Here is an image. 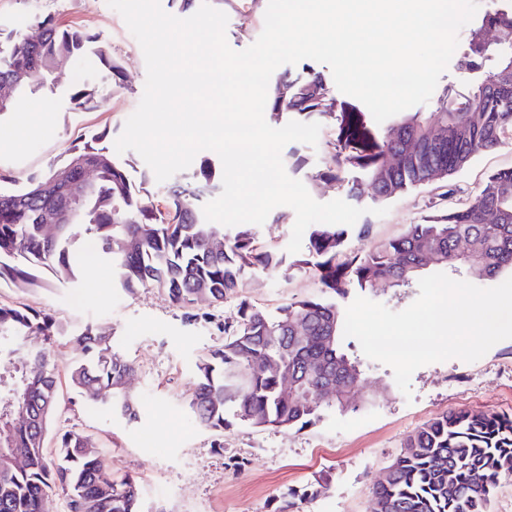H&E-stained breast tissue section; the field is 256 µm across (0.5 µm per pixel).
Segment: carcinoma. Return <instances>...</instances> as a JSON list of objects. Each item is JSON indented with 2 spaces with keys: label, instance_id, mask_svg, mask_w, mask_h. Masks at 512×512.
<instances>
[{
  "label": "carcinoma",
  "instance_id": "obj_1",
  "mask_svg": "<svg viewBox=\"0 0 512 512\" xmlns=\"http://www.w3.org/2000/svg\"><path fill=\"white\" fill-rule=\"evenodd\" d=\"M42 36L37 42L13 37L0 28V82L18 81L15 98L51 83L48 65L57 58L77 57L90 45L112 78L121 75L119 63L98 36L64 28L51 17L36 23ZM492 28L493 42L480 32ZM465 68L478 73L468 93L451 86L433 111L399 114L379 132L368 126L366 113L344 109L336 129L334 164L315 174L319 180L339 179L341 165L352 166L371 181L373 200L384 202L393 194L423 185L430 169L439 167L451 176L469 165L480 152H491L512 141V0L479 18L469 37L457 49ZM311 82L324 83L318 72L292 82V95L284 102L270 97V109L325 117L326 103L307 93ZM98 87L81 85L71 99L76 108L90 111ZM479 110L472 119L471 110ZM433 125L448 130L438 145L429 142ZM102 131L70 149L96 170L90 188L78 204L75 223L111 262L112 273L128 292L157 288L180 308L191 309L200 300L222 303L236 292L243 278L280 264L273 250L260 245L251 230L241 229L224 250L214 251L210 241L224 237V226L205 220L199 198L222 187V174L210 162L201 163L195 181L177 180L160 196L136 186L124 165L112 160L102 142ZM418 149L409 152L407 141ZM401 155L395 168L386 167L390 152ZM53 164L42 176L15 188V180L0 173V283L16 288H38L46 271L58 281L74 276L78 263L73 225H62L49 236L41 224L42 213L67 205L66 192L37 194ZM502 181L512 183V168L488 176L477 196L461 206L411 224L398 237L379 243L363 255L346 250L349 230L341 225L314 224L306 252L296 265L317 275L322 295L300 298L270 312L243 303L240 321L224 345L209 351L196 363V391L189 402L196 424L221 431L227 412L254 428H283L309 424L324 408L341 411L349 396L336 393L324 398L319 386L354 362L344 352L343 316L331 296L349 289L372 288L386 282L392 288H412L431 263L464 269L478 281L512 273V195L497 194ZM132 236L140 247L126 249ZM474 244L469 253L462 243ZM307 323L305 337L296 338L290 327ZM65 335L64 325L48 313L0 303V356H13L30 336ZM87 358L68 371L71 387L94 407L129 421L137 413L122 379L133 374V363L113 351L93 325L74 334ZM294 380L295 391L282 394L284 376ZM58 396V376L46 353L23 354L18 375L0 378V413L24 407L27 420L13 425L0 439V512H44V500L55 487L67 491L69 512H140L139 487L124 477L103 472L88 437L68 430L57 440L55 461L48 462L45 438ZM393 471L374 488L379 512H490L501 472L512 470V415L467 408L450 410L426 422L410 435L402 452L391 462Z\"/></svg>",
  "mask_w": 512,
  "mask_h": 512
}]
</instances>
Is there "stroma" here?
I'll return each mask as SVG.
<instances>
[{
  "instance_id": "obj_1",
  "label": "stroma",
  "mask_w": 512,
  "mask_h": 512,
  "mask_svg": "<svg viewBox=\"0 0 512 512\" xmlns=\"http://www.w3.org/2000/svg\"><path fill=\"white\" fill-rule=\"evenodd\" d=\"M267 5L268 0H224L226 37L233 49L256 41ZM45 16L97 35L119 62L123 79L114 83L89 50L60 62L51 93L24 95V103L33 108L51 103L52 112L40 126L17 124L12 113L0 117V173L22 185L62 162L78 136L103 131L105 146L113 147L146 81L142 49L106 0H0V28L16 37L26 36ZM83 84L101 88L94 110L76 109L71 101L73 90ZM320 126L317 145L292 142L284 147V154L305 161L289 175L302 181L316 201L341 199L362 209L359 222L368 231L351 234L347 242L349 252L358 255L448 205L472 200L489 174L512 167L511 142L476 155L447 179L397 193L386 201V215L378 217L369 212L373 190L358 170L341 169L336 181L315 179L335 154L333 120L323 119ZM294 222V211L280 206L264 224L252 225L256 240L276 250L280 264L248 275L223 304L198 306L193 320L156 289L127 293L116 288L111 264L85 237L77 242L74 282L52 280L30 290L0 287L2 302L46 310L75 329L96 325L111 336L122 358L139 366L126 385L136 402V421L88 407L64 383L47 448H54L65 431H83L104 472L137 481L142 512H279L283 507L288 512H372L374 484L401 452L405 438L423 423L454 407L512 413V339L472 363L454 358L419 368L407 395L392 369L364 358L354 342L346 352L360 358L364 371L354 409H327L310 424L289 430L255 429L234 418L221 431L198 427L188 410L195 392L194 366L236 328L241 302L272 310L321 293L315 273L297 267L295 254L287 250Z\"/></svg>"
}]
</instances>
